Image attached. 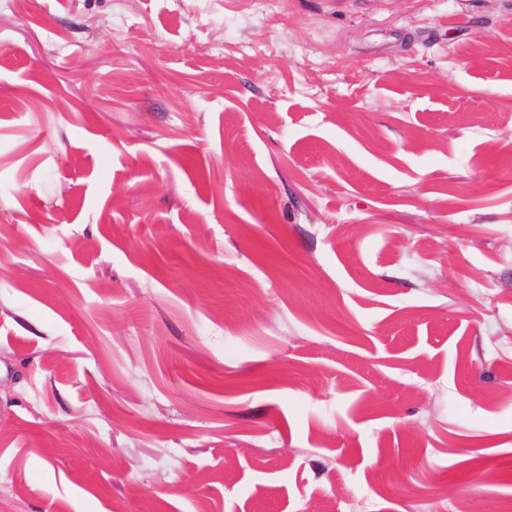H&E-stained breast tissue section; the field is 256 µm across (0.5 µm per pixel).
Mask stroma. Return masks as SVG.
<instances>
[{
  "mask_svg": "<svg viewBox=\"0 0 512 512\" xmlns=\"http://www.w3.org/2000/svg\"><path fill=\"white\" fill-rule=\"evenodd\" d=\"M512 501V0H0V512Z\"/></svg>",
  "mask_w": 512,
  "mask_h": 512,
  "instance_id": "stroma-1",
  "label": "stroma"
}]
</instances>
